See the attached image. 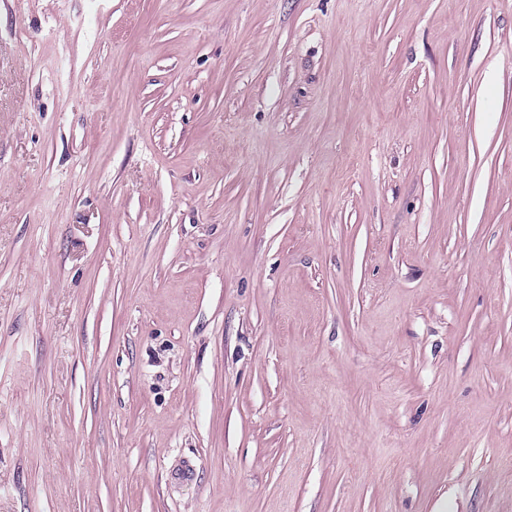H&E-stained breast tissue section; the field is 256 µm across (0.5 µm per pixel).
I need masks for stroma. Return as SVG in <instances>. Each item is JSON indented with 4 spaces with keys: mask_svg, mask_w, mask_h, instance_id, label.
<instances>
[{
    "mask_svg": "<svg viewBox=\"0 0 512 512\" xmlns=\"http://www.w3.org/2000/svg\"><path fill=\"white\" fill-rule=\"evenodd\" d=\"M0 512H512V0H0Z\"/></svg>",
    "mask_w": 512,
    "mask_h": 512,
    "instance_id": "35a3bbf8",
    "label": "stroma"
}]
</instances>
